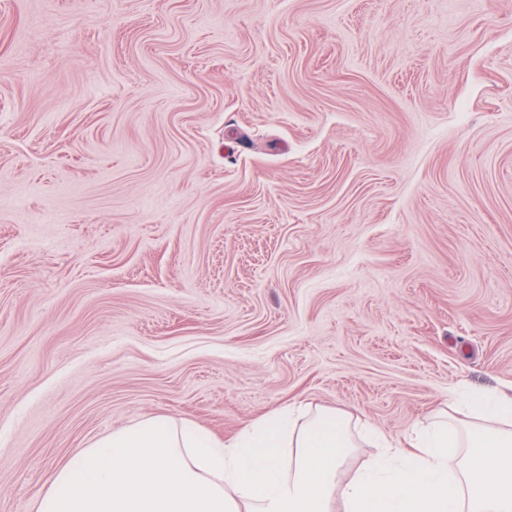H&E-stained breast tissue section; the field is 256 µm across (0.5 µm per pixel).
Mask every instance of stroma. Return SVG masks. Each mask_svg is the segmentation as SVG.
I'll use <instances>...</instances> for the list:
<instances>
[{"mask_svg": "<svg viewBox=\"0 0 512 512\" xmlns=\"http://www.w3.org/2000/svg\"><path fill=\"white\" fill-rule=\"evenodd\" d=\"M509 388L512 0H0V512L155 414Z\"/></svg>", "mask_w": 512, "mask_h": 512, "instance_id": "obj_1", "label": "stroma"}]
</instances>
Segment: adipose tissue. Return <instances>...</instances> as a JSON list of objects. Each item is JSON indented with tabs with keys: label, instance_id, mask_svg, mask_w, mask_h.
I'll use <instances>...</instances> for the list:
<instances>
[{
	"label": "adipose tissue",
	"instance_id": "ef3b65f1",
	"mask_svg": "<svg viewBox=\"0 0 512 512\" xmlns=\"http://www.w3.org/2000/svg\"><path fill=\"white\" fill-rule=\"evenodd\" d=\"M463 415L403 444L330 409L287 407L229 438L154 415L75 452L38 512H512V391ZM362 440L381 453L345 475Z\"/></svg>",
	"mask_w": 512,
	"mask_h": 512
}]
</instances>
